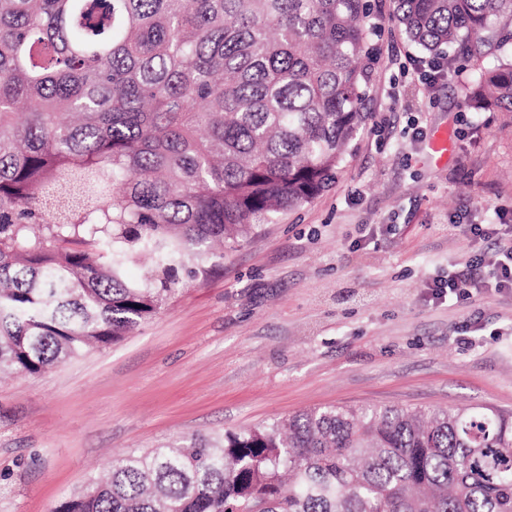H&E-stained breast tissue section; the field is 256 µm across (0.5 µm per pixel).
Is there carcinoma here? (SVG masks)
I'll return each instance as SVG.
<instances>
[{
    "instance_id": "cac0c4a2",
    "label": "carcinoma",
    "mask_w": 512,
    "mask_h": 512,
    "mask_svg": "<svg viewBox=\"0 0 512 512\" xmlns=\"http://www.w3.org/2000/svg\"><path fill=\"white\" fill-rule=\"evenodd\" d=\"M465 100L512 112V0H395ZM371 0H0V370L162 313L214 241L336 178L366 119ZM148 253L153 273L125 279ZM54 512H512V414L324 405L113 460Z\"/></svg>"
}]
</instances>
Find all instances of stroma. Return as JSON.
Listing matches in <instances>:
<instances>
[{
    "label": "stroma",
    "instance_id": "obj_1",
    "mask_svg": "<svg viewBox=\"0 0 512 512\" xmlns=\"http://www.w3.org/2000/svg\"><path fill=\"white\" fill-rule=\"evenodd\" d=\"M370 23L368 119L332 185L120 342L0 376V512H54L129 450L316 406L512 411V290H431L477 252L446 225H512V112L466 104L476 60L424 87L392 0Z\"/></svg>",
    "mask_w": 512,
    "mask_h": 512
}]
</instances>
